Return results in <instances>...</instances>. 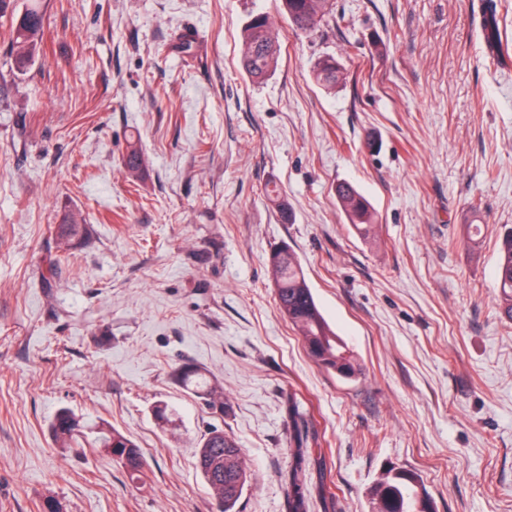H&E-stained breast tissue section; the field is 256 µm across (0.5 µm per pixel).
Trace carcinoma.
<instances>
[{"label": "carcinoma", "mask_w": 512, "mask_h": 512, "mask_svg": "<svg viewBox=\"0 0 512 512\" xmlns=\"http://www.w3.org/2000/svg\"><path fill=\"white\" fill-rule=\"evenodd\" d=\"M288 25L294 32L305 33L316 28L332 15L333 0H279ZM10 19L9 35L12 49L24 65L42 42L43 14L38 0H29L21 14H16L15 0H0V19ZM483 35L489 53L501 56L502 42L495 14L483 22ZM281 53L279 32L274 29L264 12L251 11L244 26L241 64L244 73L254 82H261L274 70ZM342 69L332 57L319 60L313 69L315 82L325 90L336 88ZM268 200L288 219V201L280 189L266 188ZM336 198L345 211L349 224L361 237L376 234L370 204L352 185L336 186ZM60 244L68 247L82 240L87 226L76 218L58 227ZM501 247L497 268L500 310L512 321V226L500 230ZM275 297L282 315L301 337L309 357L320 367L341 377L353 378L360 374V366L348 346L336 335L321 314L296 254L286 245L274 248L268 255ZM178 382L204 396L210 408L224 411V392L208 384L199 370L191 365L181 366ZM292 418L290 447L293 448V466L288 474L285 494L288 512H309L311 490L304 481L303 472L310 460V443L317 440L306 413L299 411L294 399H289ZM56 442L63 448L71 446L82 433L81 419L69 408H61L50 423ZM98 443L106 455L121 465L130 476L138 475L144 466V457L136 443L117 430H102ZM196 468L207 484L211 495L217 498L222 512H235L236 505L251 479L245 454L238 441L224 429L214 427L201 436L196 445ZM372 512H436L420 476L410 470H392L371 490Z\"/></svg>", "instance_id": "obj_1"}]
</instances>
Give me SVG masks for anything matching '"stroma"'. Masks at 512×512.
I'll list each match as a JSON object with an SVG mask.
<instances>
[{"label": "stroma", "instance_id": "1", "mask_svg": "<svg viewBox=\"0 0 512 512\" xmlns=\"http://www.w3.org/2000/svg\"><path fill=\"white\" fill-rule=\"evenodd\" d=\"M41 9L45 47L23 67L0 24V512H217L194 458L214 426L252 473L238 512H288L292 395L318 437L311 512L324 492L336 512H370L393 468L417 472L437 512H512V321L496 288L512 225V0H334L307 34L277 0ZM253 9L282 43L259 85L239 69ZM327 56L344 72L330 91L312 75ZM342 181L371 203L376 237L351 228ZM71 213L88 234L61 256L53 230ZM280 245L359 377L315 364L282 317L267 263ZM185 364L223 388V412L174 379ZM63 407L130 436L139 478L102 448L59 447ZM483 35L489 53L495 58L501 56L502 42L498 20L494 13L488 15L483 22Z\"/></svg>", "mask_w": 512, "mask_h": 512}]
</instances>
